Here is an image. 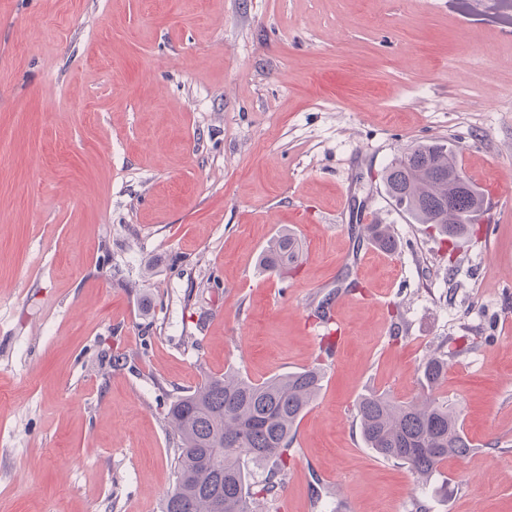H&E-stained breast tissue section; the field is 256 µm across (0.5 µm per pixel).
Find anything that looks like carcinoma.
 Here are the masks:
<instances>
[{
    "instance_id": "carcinoma-1",
    "label": "carcinoma",
    "mask_w": 512,
    "mask_h": 512,
    "mask_svg": "<svg viewBox=\"0 0 512 512\" xmlns=\"http://www.w3.org/2000/svg\"><path fill=\"white\" fill-rule=\"evenodd\" d=\"M390 199L416 223L446 238L467 234L482 210L484 196L467 180L455 153L444 144L420 143L386 167ZM363 233L384 252L398 242L384 224H366ZM298 262L293 234L271 239L260 266L275 275ZM440 357L422 370L428 389L444 375ZM316 368L254 383L234 373L205 378L169 406L167 419L177 436L175 486L164 512H253V501L275 502L284 486L294 431L321 388ZM367 447L428 479L450 458L467 456L473 445L460 413L443 401L397 403L370 393L355 405ZM261 474V480L254 475Z\"/></svg>"
}]
</instances>
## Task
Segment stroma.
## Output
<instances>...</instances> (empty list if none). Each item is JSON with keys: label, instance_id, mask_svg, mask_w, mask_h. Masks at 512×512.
Wrapping results in <instances>:
<instances>
[{"label": "stroma", "instance_id": "35a3bbf8", "mask_svg": "<svg viewBox=\"0 0 512 512\" xmlns=\"http://www.w3.org/2000/svg\"><path fill=\"white\" fill-rule=\"evenodd\" d=\"M423 142L485 193L478 233L440 239L388 197ZM494 184L512 188V0H0V512H163L174 397L316 365L285 488L255 512H512ZM368 215L395 253L359 240ZM285 228L280 277L257 257ZM372 392L448 402L473 452L426 482L383 460L355 417Z\"/></svg>", "mask_w": 512, "mask_h": 512}]
</instances>
